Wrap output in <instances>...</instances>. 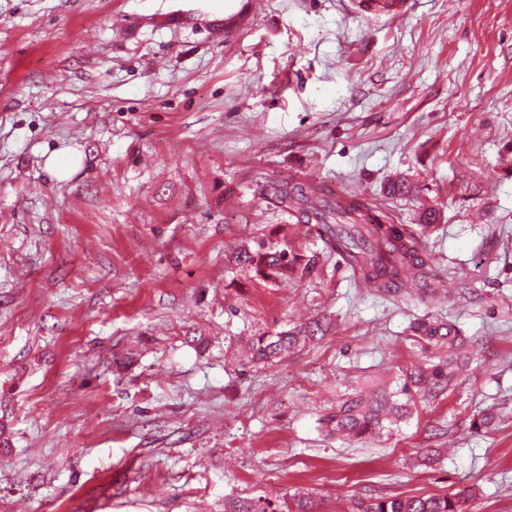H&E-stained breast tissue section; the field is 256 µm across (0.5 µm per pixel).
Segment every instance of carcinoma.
<instances>
[{
	"label": "carcinoma",
	"mask_w": 512,
	"mask_h": 512,
	"mask_svg": "<svg viewBox=\"0 0 512 512\" xmlns=\"http://www.w3.org/2000/svg\"><path fill=\"white\" fill-rule=\"evenodd\" d=\"M269 190L284 207L295 209L299 220L317 224L326 253L336 256L366 287L387 293L410 288L430 296L440 288V281L431 274L432 258L424 241L426 231L437 220L435 210L420 213L418 232L410 225L392 223L386 213L370 207L357 193L335 196L320 186L301 182L273 183ZM232 261L275 283L311 273L319 256L304 257L286 246L259 243L253 248L245 243ZM325 331L321 321L313 320L271 336H255L249 343L251 361L273 365ZM411 331L419 341L438 350V362L428 369L418 365L407 367L393 390L383 389L372 395L362 391L349 394L326 415L329 432L355 438L389 430L412 417L415 396L435 398L455 385L467 357L468 338L454 324L433 317L414 322ZM462 502L460 493L382 495L359 500L354 512H462ZM227 512L276 510L259 500L237 498L228 503ZM287 512H316L315 502L311 496L298 492L292 496Z\"/></svg>",
	"instance_id": "cac0c4a2"
}]
</instances>
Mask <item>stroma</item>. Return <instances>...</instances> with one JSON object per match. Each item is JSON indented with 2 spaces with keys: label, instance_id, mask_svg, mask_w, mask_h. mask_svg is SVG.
Wrapping results in <instances>:
<instances>
[{
  "label": "stroma",
  "instance_id": "obj_1",
  "mask_svg": "<svg viewBox=\"0 0 512 512\" xmlns=\"http://www.w3.org/2000/svg\"><path fill=\"white\" fill-rule=\"evenodd\" d=\"M247 2L0 0V506L224 512L303 491L353 512L465 488L466 512H512V0H413L397 20L257 0L215 39ZM400 175L419 199L386 196ZM273 179L398 224L435 204V302L332 260L278 283L231 263L245 241L323 251ZM427 316L472 341L454 389L392 431L330 434L344 394L435 364L409 331ZM323 318L275 365L242 355Z\"/></svg>",
  "mask_w": 512,
  "mask_h": 512
}]
</instances>
